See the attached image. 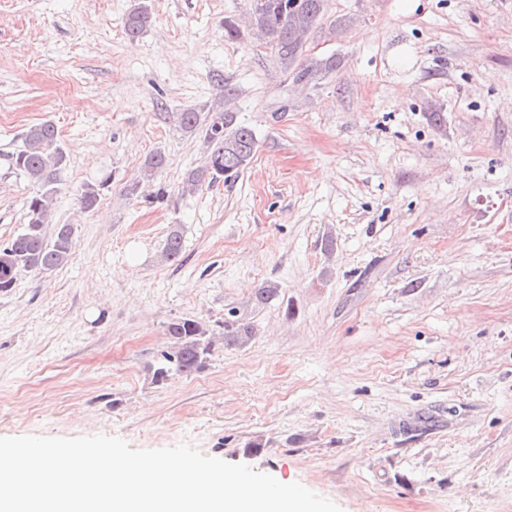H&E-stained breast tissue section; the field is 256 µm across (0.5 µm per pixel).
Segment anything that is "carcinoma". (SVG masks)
<instances>
[{"mask_svg": "<svg viewBox=\"0 0 512 512\" xmlns=\"http://www.w3.org/2000/svg\"><path fill=\"white\" fill-rule=\"evenodd\" d=\"M263 0L252 10L249 25L256 39L271 49L278 62L290 68L303 47V39L323 17L324 0ZM151 23L148 4L137 3L125 16L123 27L127 36L138 37ZM177 127L185 133H198L207 143L208 152L201 165L185 173L183 189L196 192L222 178L239 174L250 163L257 148V138L249 127L236 123L235 113L219 106L206 112L185 109L174 113ZM9 166L36 186L28 200L29 220L11 240L0 244V291H7L22 271L48 274L68 264L75 253V228L56 224L52 232L51 204L60 191L58 175L65 163V153L58 144L54 125L44 122L26 132L22 146L8 155ZM167 165L160 151L149 154L141 167L140 182L149 183ZM109 178L86 183L77 190L76 200L85 212L95 210ZM182 252V239L173 229L166 239L164 260L175 262ZM166 336L171 346L149 368L152 382H163L172 370L191 376L203 371L213 351L210 329L202 322L180 318L168 323ZM253 337V327L238 320L224 322V346L240 347Z\"/></svg>", "mask_w": 512, "mask_h": 512, "instance_id": "obj_1", "label": "carcinoma"}]
</instances>
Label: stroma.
I'll return each mask as SVG.
<instances>
[{"label":"stroma","instance_id":"stroma-1","mask_svg":"<svg viewBox=\"0 0 512 512\" xmlns=\"http://www.w3.org/2000/svg\"><path fill=\"white\" fill-rule=\"evenodd\" d=\"M135 2L0 0V243L35 192L7 157L45 120L76 235L0 291V437L185 442L343 512H512V0H326L304 57L335 68L308 85L225 37L249 0H147L133 39ZM223 101L257 151L185 192L207 145L172 115ZM232 313L247 345L152 382L168 322ZM151 11L146 2L137 3L125 16L123 27L130 38L138 37L151 23ZM167 165V158L164 153L161 151H155L151 154H149L141 167V173H140V181H138L131 189L132 191H137L140 182L142 183H150L153 181L158 174H160L163 169ZM108 179H101L96 183H86L77 190L76 200L85 212L94 211L101 202V194Z\"/></svg>","mask_w":512,"mask_h":512}]
</instances>
